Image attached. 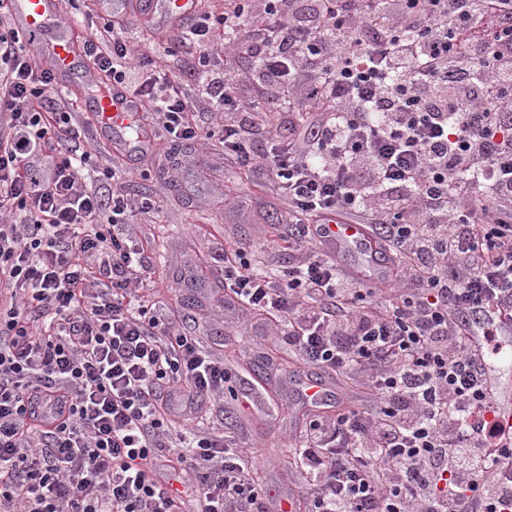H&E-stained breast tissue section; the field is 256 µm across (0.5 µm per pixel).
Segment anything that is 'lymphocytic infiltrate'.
<instances>
[{"mask_svg":"<svg viewBox=\"0 0 512 512\" xmlns=\"http://www.w3.org/2000/svg\"><path fill=\"white\" fill-rule=\"evenodd\" d=\"M136 10L73 23L102 86L264 171L288 213L287 274L225 246V296L361 392L309 421L284 497L196 412L176 429L178 393L223 396L224 360L141 295L121 228L154 206L81 149L0 0V512H512L486 381L512 336V0H224L180 26L194 95ZM254 79L266 96L240 97ZM332 216L387 247L379 284L337 264Z\"/></svg>","mask_w":512,"mask_h":512,"instance_id":"1","label":"lymphocytic infiltrate"}]
</instances>
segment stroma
<instances>
[{
	"mask_svg": "<svg viewBox=\"0 0 512 512\" xmlns=\"http://www.w3.org/2000/svg\"><path fill=\"white\" fill-rule=\"evenodd\" d=\"M74 119L85 130L86 145L100 163L131 168L126 187L133 197L157 200L154 215L132 212L124 226L133 240L146 243L152 301L177 325L199 336L208 350L223 357L234 375L224 396L201 405L206 424L263 448L273 470L271 485L279 493L298 486L288 470V436L302 426L312 409L297 400V391L310 369L299 364L286 343L274 341L264 323L224 299V278L208 259L225 243L250 240L264 244L265 261L281 268L289 255L278 238L281 204L265 176L248 174L212 157L202 172L201 152L189 141L160 140L153 151L127 154L102 131L89 107L88 94L73 87ZM194 293V306L183 305ZM290 403L284 413L253 404L255 392Z\"/></svg>",
	"mask_w": 512,
	"mask_h": 512,
	"instance_id": "35a3bbf8",
	"label": "stroma"
}]
</instances>
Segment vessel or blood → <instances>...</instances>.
Here are the masks:
<instances>
[{
  "label": "vessel or blood",
  "instance_id": "obj_1",
  "mask_svg": "<svg viewBox=\"0 0 512 512\" xmlns=\"http://www.w3.org/2000/svg\"><path fill=\"white\" fill-rule=\"evenodd\" d=\"M153 10L181 19L189 16L194 0H153ZM11 17L29 43L51 57L54 77L60 86L75 83L92 88L91 109L100 118L99 126L115 139H122L127 126L141 110L139 102L123 88L98 90V74L81 54L61 16V0H12ZM330 238L336 242L337 255H354L372 272H380L390 264L389 254L369 239L366 228L359 224H331ZM491 380L498 393L501 413L512 423V371L507 366L489 367Z\"/></svg>",
  "mask_w": 512,
  "mask_h": 512
}]
</instances>
